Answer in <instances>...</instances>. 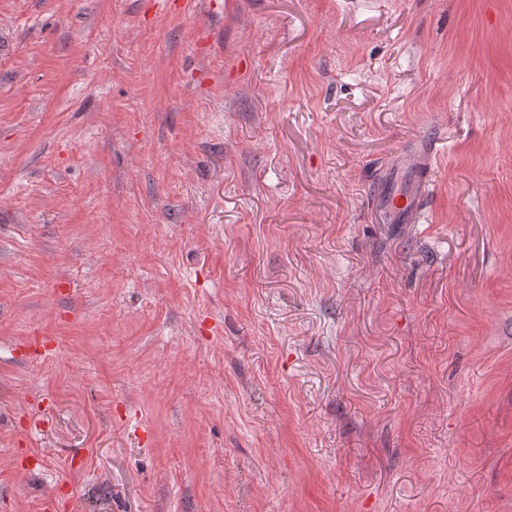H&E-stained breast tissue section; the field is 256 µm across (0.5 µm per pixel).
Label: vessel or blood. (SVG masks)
<instances>
[{
	"instance_id": "1",
	"label": "vessel or blood",
	"mask_w": 512,
	"mask_h": 512,
	"mask_svg": "<svg viewBox=\"0 0 512 512\" xmlns=\"http://www.w3.org/2000/svg\"><path fill=\"white\" fill-rule=\"evenodd\" d=\"M432 157L433 152L427 147L417 148L402 154V168L416 170L418 178L410 189L403 191L395 189L387 193L386 210L391 223H419L422 202L429 190L424 171L427 166H430Z\"/></svg>"
}]
</instances>
